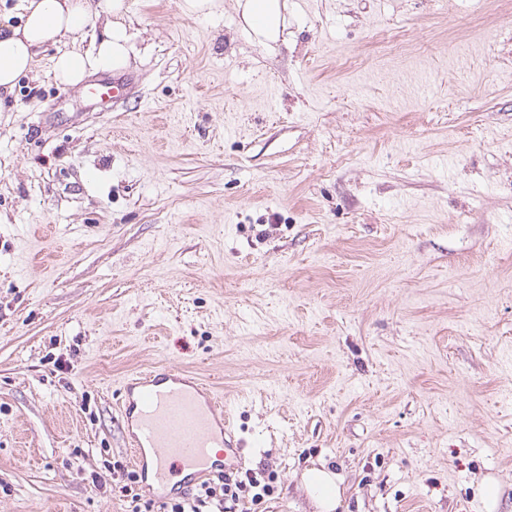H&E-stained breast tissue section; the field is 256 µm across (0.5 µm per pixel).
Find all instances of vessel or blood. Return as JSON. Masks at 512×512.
<instances>
[{
  "label": "vessel or blood",
  "instance_id": "vessel-or-blood-1",
  "mask_svg": "<svg viewBox=\"0 0 512 512\" xmlns=\"http://www.w3.org/2000/svg\"><path fill=\"white\" fill-rule=\"evenodd\" d=\"M123 411L141 471L158 482L171 474L189 488L227 473L228 458H241L240 443L229 438L224 410L200 378L167 368L127 375ZM224 451L223 459L212 455Z\"/></svg>",
  "mask_w": 512,
  "mask_h": 512
}]
</instances>
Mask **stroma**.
I'll use <instances>...</instances> for the list:
<instances>
[{
    "instance_id": "obj_1",
    "label": "stroma",
    "mask_w": 512,
    "mask_h": 512,
    "mask_svg": "<svg viewBox=\"0 0 512 512\" xmlns=\"http://www.w3.org/2000/svg\"><path fill=\"white\" fill-rule=\"evenodd\" d=\"M134 88L0 99V512H126L122 377L231 411L251 512H512V0H127ZM238 11L247 29L262 44L279 39L285 28V0H236ZM337 474L321 468H311L304 473L305 486L320 508V512H333L340 500Z\"/></svg>"
}]
</instances>
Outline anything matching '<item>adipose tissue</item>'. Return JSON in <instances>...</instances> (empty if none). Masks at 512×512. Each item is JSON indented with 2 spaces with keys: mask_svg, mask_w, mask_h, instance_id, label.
I'll list each match as a JSON object with an SVG mask.
<instances>
[{
  "mask_svg": "<svg viewBox=\"0 0 512 512\" xmlns=\"http://www.w3.org/2000/svg\"><path fill=\"white\" fill-rule=\"evenodd\" d=\"M243 26L263 44L277 41L285 27V0H237ZM21 26L0 30V94L12 92L17 80L35 65L38 49L80 41L84 32L103 24L104 35L84 52L58 54L52 72L58 83L72 87L93 68L126 69L135 52L134 35L127 21L126 0H28ZM337 474L312 468L305 486L321 512H334L340 500Z\"/></svg>",
  "mask_w": 512,
  "mask_h": 512,
  "instance_id": "1",
  "label": "adipose tissue"
}]
</instances>
